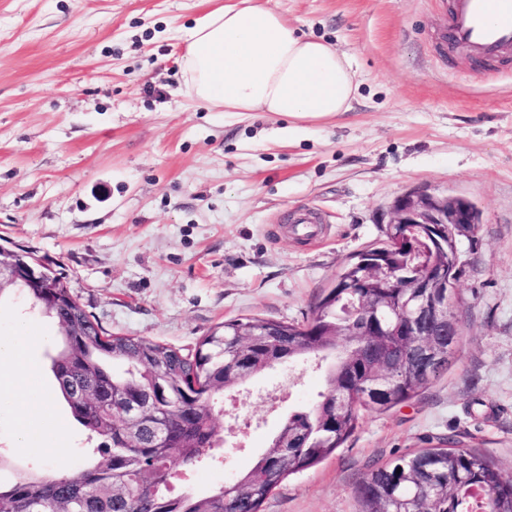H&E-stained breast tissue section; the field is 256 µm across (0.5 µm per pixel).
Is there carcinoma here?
Here are the masks:
<instances>
[{
  "instance_id": "obj_1",
  "label": "carcinoma",
  "mask_w": 512,
  "mask_h": 512,
  "mask_svg": "<svg viewBox=\"0 0 512 512\" xmlns=\"http://www.w3.org/2000/svg\"><path fill=\"white\" fill-rule=\"evenodd\" d=\"M380 246L391 277L372 288L366 253L347 264L342 281L311 309L304 324L236 318L204 336L191 351L139 336H112L69 288H30L31 307L54 319L62 348L49 355L58 392L73 419L97 446L71 471H20L0 455V512H260L289 476L333 455L356 431L362 412H385L413 399L448 371L453 350L428 366L413 353L420 341L409 324L418 289L408 287L403 246ZM368 301L349 321L341 307ZM370 335H362V327ZM334 357L316 402L288 414L280 442L228 485L206 494L173 490V466L185 470L215 459L223 445L215 397L239 373L258 375L282 362ZM137 394L167 420V437L152 430L127 447L123 401ZM362 512H512V477L486 458L455 445L397 456L363 480Z\"/></svg>"
}]
</instances>
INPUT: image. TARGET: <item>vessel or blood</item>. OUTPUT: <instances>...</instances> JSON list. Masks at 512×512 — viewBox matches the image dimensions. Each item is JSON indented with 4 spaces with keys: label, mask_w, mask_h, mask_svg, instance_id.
I'll list each match as a JSON object with an SVG mask.
<instances>
[{
    "label": "vessel or blood",
    "mask_w": 512,
    "mask_h": 512,
    "mask_svg": "<svg viewBox=\"0 0 512 512\" xmlns=\"http://www.w3.org/2000/svg\"><path fill=\"white\" fill-rule=\"evenodd\" d=\"M448 41L479 59L512 50V0H452Z\"/></svg>",
    "instance_id": "b4317fda"
}]
</instances>
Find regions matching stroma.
<instances>
[{
    "label": "stroma",
    "instance_id": "obj_1",
    "mask_svg": "<svg viewBox=\"0 0 512 512\" xmlns=\"http://www.w3.org/2000/svg\"><path fill=\"white\" fill-rule=\"evenodd\" d=\"M228 0H0V246L52 261L102 328L191 349L224 321L304 323L344 264L385 238L395 198L428 190L479 212L446 374L365 412L342 448L285 480L262 512H361L389 459L452 436L512 476V61L447 50L435 0H266L298 34L353 61L351 111L326 120L227 112L185 89L184 27ZM311 211L321 232L289 230ZM36 339L15 391L46 418L27 448L0 395V451L70 470L87 442L47 351L53 319L21 293L0 336ZM316 363L281 365L218 416L235 448L185 474L204 493L249 469L281 418L314 403Z\"/></svg>",
    "mask_w": 512,
    "mask_h": 512
}]
</instances>
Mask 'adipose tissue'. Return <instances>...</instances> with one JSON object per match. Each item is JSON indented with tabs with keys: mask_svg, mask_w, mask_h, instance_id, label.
Returning <instances> with one entry per match:
<instances>
[{
	"mask_svg": "<svg viewBox=\"0 0 512 512\" xmlns=\"http://www.w3.org/2000/svg\"><path fill=\"white\" fill-rule=\"evenodd\" d=\"M183 80L201 103L228 112L323 119L349 111L359 83L348 58L296 34L267 6H224L184 34Z\"/></svg>",
	"mask_w": 512,
	"mask_h": 512,
	"instance_id": "1",
	"label": "adipose tissue"
}]
</instances>
